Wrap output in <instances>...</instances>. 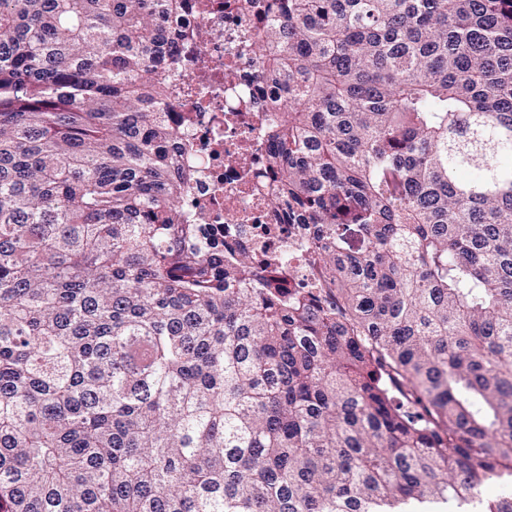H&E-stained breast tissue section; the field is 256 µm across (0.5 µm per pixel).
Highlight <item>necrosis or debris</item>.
Masks as SVG:
<instances>
[{
    "label": "necrosis or debris",
    "mask_w": 512,
    "mask_h": 512,
    "mask_svg": "<svg viewBox=\"0 0 512 512\" xmlns=\"http://www.w3.org/2000/svg\"><path fill=\"white\" fill-rule=\"evenodd\" d=\"M245 0H185L169 27L179 67L167 70L172 94L158 109L173 127L192 176L181 201L190 223L213 238L244 244L275 238L286 257L287 287L307 285L308 236L282 224L271 206L277 173L267 166L266 127L275 101L260 92L259 44Z\"/></svg>",
    "instance_id": "obj_1"
}]
</instances>
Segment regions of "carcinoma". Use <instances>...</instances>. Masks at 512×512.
I'll list each match as a JSON object with an SVG mask.
<instances>
[{"mask_svg": "<svg viewBox=\"0 0 512 512\" xmlns=\"http://www.w3.org/2000/svg\"><path fill=\"white\" fill-rule=\"evenodd\" d=\"M177 0H0V512H448L512 478V0H249L273 199L205 241Z\"/></svg>", "mask_w": 512, "mask_h": 512, "instance_id": "obj_1", "label": "carcinoma"}]
</instances>
